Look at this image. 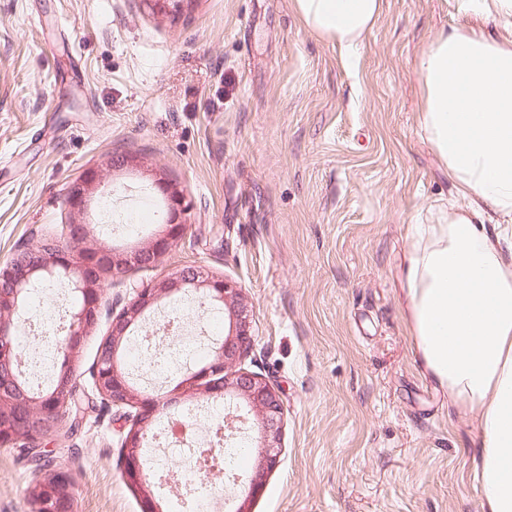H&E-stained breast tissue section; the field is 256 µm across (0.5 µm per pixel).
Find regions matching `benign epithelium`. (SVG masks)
Wrapping results in <instances>:
<instances>
[{
    "mask_svg": "<svg viewBox=\"0 0 512 512\" xmlns=\"http://www.w3.org/2000/svg\"><path fill=\"white\" fill-rule=\"evenodd\" d=\"M99 175L88 170L69 187L67 203L73 214L81 213L93 194ZM167 196L168 207L162 230L128 257H121L106 246L87 245L88 225L75 219L62 225L61 239L23 247L8 261L0 263V445L21 448L38 461L44 457L40 442L69 415L75 400L71 359L78 353L84 336L98 319L102 289L99 272L119 273L130 262L150 267L164 256L184 231L181 191L161 176L154 179ZM62 277L78 294L80 301L69 312L65 339L59 353L63 361L53 385L32 391L21 369L22 356L17 338L19 314L27 309L30 287L40 281ZM193 292L211 307L224 310L227 333L211 347L209 359L189 373V388L208 398L224 397V403L239 410L246 405L261 416L264 433L262 456L243 490L232 495L233 512H250V498L261 487L264 471L277 463L280 445L282 407L275 390L261 378L242 370L229 372L240 363L252 343L251 319L235 282L210 276L189 267L178 275L146 284L112 318V329L98 351L93 367L94 388L103 403L125 409L128 427L121 442L125 461L124 478L132 486H142L145 468L142 460L157 400L131 382L121 360L129 331L139 326L147 311L177 293ZM34 469L29 489L32 512H72V481L64 473L40 477Z\"/></svg>",
    "mask_w": 512,
    "mask_h": 512,
    "instance_id": "1",
    "label": "benign epithelium"
}]
</instances>
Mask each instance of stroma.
Wrapping results in <instances>:
<instances>
[{
    "instance_id": "stroma-1",
    "label": "stroma",
    "mask_w": 512,
    "mask_h": 512,
    "mask_svg": "<svg viewBox=\"0 0 512 512\" xmlns=\"http://www.w3.org/2000/svg\"><path fill=\"white\" fill-rule=\"evenodd\" d=\"M469 20L456 0H383L350 65L291 0H196L175 19L140 0H0V262L60 236L89 169L100 184L79 219L95 242L128 251L159 233L154 172L186 209L155 266L100 275L75 432L42 441V475L71 476L75 512H143L145 490L123 477L122 410L91 370L135 288L186 267L237 282L253 334L241 368L281 400L278 463L251 512H481L476 424L423 376L398 300L408 226L452 192L416 125L417 61ZM125 153L141 169L109 167ZM110 195L137 199L121 236L100 215ZM186 376L144 384L172 399L158 418L200 404ZM31 480L0 446V512H31Z\"/></svg>"
}]
</instances>
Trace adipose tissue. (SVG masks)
Masks as SVG:
<instances>
[{
  "label": "adipose tissue",
  "mask_w": 512,
  "mask_h": 512,
  "mask_svg": "<svg viewBox=\"0 0 512 512\" xmlns=\"http://www.w3.org/2000/svg\"><path fill=\"white\" fill-rule=\"evenodd\" d=\"M470 26L440 29L417 70V126L455 190L411 226L400 301L424 375L478 423L482 512H512V0H458ZM353 57L382 0H292Z\"/></svg>",
  "instance_id": "ef3b65f1"
}]
</instances>
